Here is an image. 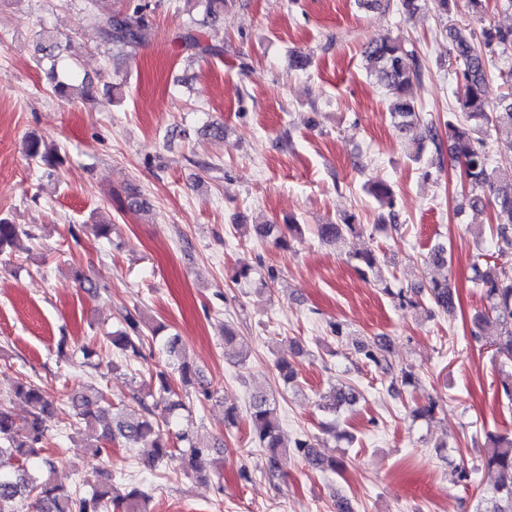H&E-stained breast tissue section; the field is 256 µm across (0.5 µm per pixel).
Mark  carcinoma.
I'll return each instance as SVG.
<instances>
[{
	"label": "carcinoma",
	"instance_id": "obj_1",
	"mask_svg": "<svg viewBox=\"0 0 512 512\" xmlns=\"http://www.w3.org/2000/svg\"><path fill=\"white\" fill-rule=\"evenodd\" d=\"M192 2L202 11L203 20L192 21L191 27L180 35V40L192 55L209 56L214 53V48L200 39L197 29L224 15V0ZM148 10V4H138L131 11L94 14L92 20L103 43L134 50L149 42L154 34ZM448 38L459 62L455 71L459 87L455 111L445 123L448 143L465 183L475 191L489 193L495 211V223L489 226L493 261L474 267V281L481 287L485 306L473 317L470 334L480 336L484 324L495 321L500 328L496 353L501 359V367L506 368L512 365V266H506L502 260L512 258V173L501 174L491 167L488 139L492 137L496 143L512 149V83L495 106L487 101L484 87L495 56L512 50V27L490 26L478 34L468 26H452L448 28ZM65 50H71V45L36 44L39 59L50 60L47 76L56 96L89 101L100 91L114 94L118 89L116 84L101 86L87 78L77 79L74 69L62 55ZM426 63L425 56L416 46L409 47L396 40L370 42L363 52L367 75L392 95L391 117L395 127L402 133L413 134L420 151L427 141L440 149L437 128L423 120L410 93L413 82L421 80L427 69ZM24 150L29 158L48 169L63 165L58 150L41 137H28ZM368 192L380 206L387 208L380 216L381 221L396 218L394 192L389 184L373 183ZM358 230L355 216L345 214L334 223L319 225L318 236L326 243H338L348 235L357 234ZM23 235L28 237L30 233L0 218V254L18 248ZM427 295L431 317L437 312L446 314L455 305V289L447 279L431 280ZM124 322V328L112 332L113 350L121 355H135L149 334L172 371L187 380L190 367L183 354L180 336L164 334L162 325L150 326L145 332L131 313L124 316ZM387 353L385 347L361 350L366 362L383 370L390 368ZM159 379L155 403L149 406L135 396L136 412L123 402L116 404L112 421L103 426L102 438L107 443L121 439L130 447L148 440L153 448L152 466L177 456L184 471L200 475L210 449L197 442L190 428L182 427L184 413L190 412V407L183 402L165 373H160ZM13 397L26 403L30 412L26 420L18 422L7 403L0 402V512H19L18 503L26 500L36 512H112L125 505L136 506L150 500L137 486L125 493L119 492L110 476L101 479L89 493L79 488L66 490L56 484L50 476L54 462L45 455V445L51 431L70 426L72 422L65 421L55 401L41 385L21 384L14 389ZM357 399L355 389L340 387L322 396L320 408L334 415L341 407L353 405ZM71 401L79 423L90 430L100 421L101 404L107 402V397L101 391L92 393L83 389L77 391ZM249 411L253 433L266 451L268 470L274 476L279 471L280 456L286 450L276 406L266 393L258 391L251 394ZM173 437L180 443L177 449L171 446ZM486 437L487 452L483 464L496 477L494 502L489 512H512V434L488 432ZM293 448L313 469L333 472L338 469L336 461L324 460L306 436L296 439Z\"/></svg>",
	"mask_w": 512,
	"mask_h": 512
}]
</instances>
